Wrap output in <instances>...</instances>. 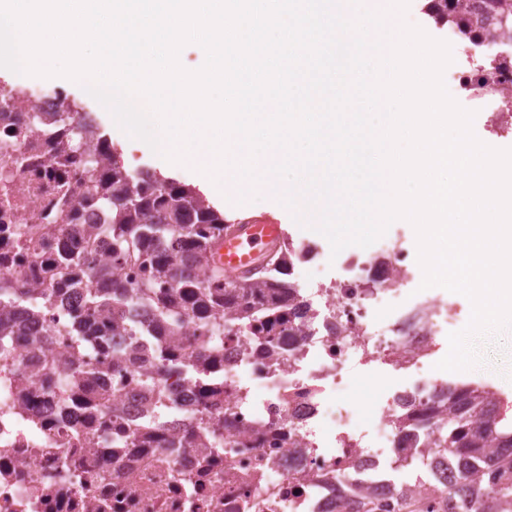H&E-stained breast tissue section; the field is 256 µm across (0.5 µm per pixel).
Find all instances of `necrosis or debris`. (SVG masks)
Masks as SVG:
<instances>
[{"instance_id":"obj_1","label":"necrosis or debris","mask_w":512,"mask_h":512,"mask_svg":"<svg viewBox=\"0 0 512 512\" xmlns=\"http://www.w3.org/2000/svg\"><path fill=\"white\" fill-rule=\"evenodd\" d=\"M458 28H448V80L482 113L490 138L512 141V36L475 40ZM34 110L44 116L35 131ZM79 110L60 88L0 84V262L36 289L50 285L41 266L60 225L111 219L81 157L55 149L64 129L53 113ZM17 225L46 236L39 263L17 248ZM288 274L289 334H226L214 359L217 395L204 403L200 380L171 373L168 421L155 445L144 430L154 404L139 387L150 367L134 358L92 386L27 404L28 380L45 364L110 368L113 351L130 342L117 336L76 348L83 288L39 312L9 308L20 333L6 337L9 364L0 367V512H353L363 502L399 512L403 492L425 512H445L436 477L396 481L384 465L436 449L449 410L434 355L456 303L420 291L416 250L401 237L336 255L324 241L292 238ZM353 363L384 389L367 429L337 397ZM116 425L126 447L110 444Z\"/></svg>"}]
</instances>
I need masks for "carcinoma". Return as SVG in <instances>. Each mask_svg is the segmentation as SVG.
<instances>
[{
	"label": "carcinoma",
	"mask_w": 512,
	"mask_h": 512,
	"mask_svg": "<svg viewBox=\"0 0 512 512\" xmlns=\"http://www.w3.org/2000/svg\"><path fill=\"white\" fill-rule=\"evenodd\" d=\"M486 8L496 19L498 31L511 34L512 0H486ZM451 12L448 0H428L427 14L435 24L448 25ZM56 118L69 131L59 151L67 155L81 149L89 131L80 114L58 112ZM95 135L101 153L90 156L87 167L98 203L111 211L112 223L80 229L87 238L86 253L70 246L71 233L59 242L55 282L48 293L34 292L0 267V302L44 309L55 293L77 286L74 273L80 269L87 308L76 322L74 342L80 350L117 335L140 343L157 366V371L140 380L156 403L146 428L156 430L167 411L166 374L179 366L180 345L174 340L185 335L188 324L202 327L216 341L226 332H245L256 322L267 336L288 330V294L283 292L287 284L277 277L288 267V249L277 250L252 280L227 279L210 266L211 243L224 235L228 224L224 215L191 188L155 171L126 170L107 139L98 131ZM99 238L111 245L109 263H100L91 254ZM128 265L137 266L141 273L134 285L117 277ZM102 373L96 366L78 365L70 370V380L74 385L89 383ZM57 386L58 371L49 365L30 384V403ZM448 402L460 410L482 409L484 422L469 428L464 416L457 415L441 427L438 447L452 466L448 481L441 484L447 500L463 503L473 495L475 481L490 473L481 512H512V424L501 415L500 402L482 386L452 383Z\"/></svg>",
	"instance_id": "1"
}]
</instances>
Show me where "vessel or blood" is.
Segmentation results:
<instances>
[{"instance_id":"vessel-or-blood-1","label":"vessel or blood","mask_w":512,"mask_h":512,"mask_svg":"<svg viewBox=\"0 0 512 512\" xmlns=\"http://www.w3.org/2000/svg\"><path fill=\"white\" fill-rule=\"evenodd\" d=\"M285 232L269 217L245 218L227 225L211 247V262L231 279L251 276L283 242Z\"/></svg>"}]
</instances>
